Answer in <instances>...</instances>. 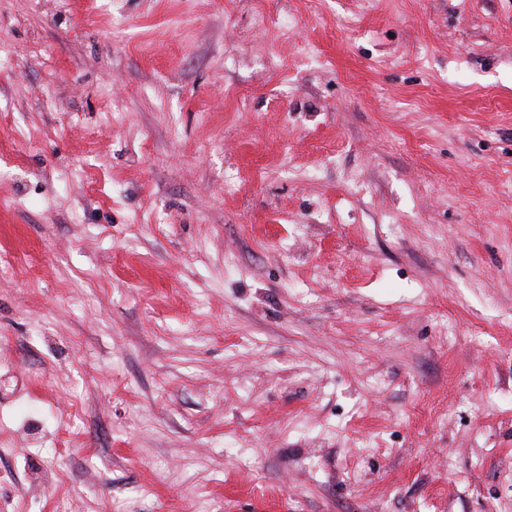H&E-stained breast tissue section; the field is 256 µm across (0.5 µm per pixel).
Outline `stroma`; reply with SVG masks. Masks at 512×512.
I'll return each mask as SVG.
<instances>
[{
  "label": "stroma",
  "mask_w": 512,
  "mask_h": 512,
  "mask_svg": "<svg viewBox=\"0 0 512 512\" xmlns=\"http://www.w3.org/2000/svg\"><path fill=\"white\" fill-rule=\"evenodd\" d=\"M0 512H512V0H0Z\"/></svg>",
  "instance_id": "stroma-1"
}]
</instances>
